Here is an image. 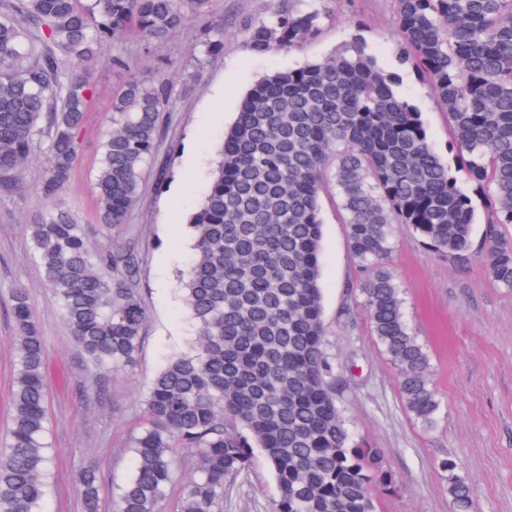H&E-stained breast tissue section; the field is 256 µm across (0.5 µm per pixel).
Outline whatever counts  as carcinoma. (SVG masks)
Segmentation results:
<instances>
[{
    "instance_id": "obj_1",
    "label": "carcinoma",
    "mask_w": 512,
    "mask_h": 512,
    "mask_svg": "<svg viewBox=\"0 0 512 512\" xmlns=\"http://www.w3.org/2000/svg\"><path fill=\"white\" fill-rule=\"evenodd\" d=\"M269 20L244 21L255 55L316 39L322 13L293 0ZM209 0H0V186L45 136L39 194L24 225L43 279L75 345L99 372L132 365L147 312L124 273L135 254L95 248L64 195L90 99L98 49L128 39L161 42L195 21L209 31ZM400 65L428 82L452 126V161L433 148L417 108L356 37L333 58L257 81L224 135L207 191L187 224L193 254L182 279L197 344L170 357L145 396L136 466L117 512H162L174 449L192 448L179 512H224V486L254 449L275 477L276 512H376L388 482L383 456L353 438L326 349L320 193L336 185L356 288L374 336L398 371L407 411L434 428L441 401L427 350L408 328L388 265L392 225L432 251L478 255L512 288V0H395ZM172 85L132 76L112 99V129L95 176L99 231L127 223L140 199ZM488 224L473 251L475 207ZM18 369L0 449V512H40L47 494L45 343L26 289H13ZM443 460L453 512H473L470 489ZM83 512H100L102 474L76 473Z\"/></svg>"
}]
</instances>
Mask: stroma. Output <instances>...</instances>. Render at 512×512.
Returning a JSON list of instances; mask_svg holds the SVG:
<instances>
[{
  "instance_id": "stroma-1",
  "label": "stroma",
  "mask_w": 512,
  "mask_h": 512,
  "mask_svg": "<svg viewBox=\"0 0 512 512\" xmlns=\"http://www.w3.org/2000/svg\"><path fill=\"white\" fill-rule=\"evenodd\" d=\"M279 4L210 0V17L224 26V53L212 59L204 55L195 23L163 42L122 44L117 50L133 64L130 72L112 67L117 51L112 45L98 51L79 156L65 193L82 224L95 221L100 144L112 126V98L129 73L146 79L165 72L177 86L194 82L166 114L143 168L139 203L112 232L139 258L136 289L147 322L133 365L96 377L43 281L23 230L41 203V157L33 156L14 173L23 195L0 189V443L10 423L17 370L11 291L20 286L28 292L46 347L51 486L41 512H82L74 474L88 461L96 462L103 476L100 512H114L119 490L133 472L132 441L143 424L148 388L167 357L189 351L195 338L180 285L192 253L186 219L209 184L214 149L255 81L325 60L361 36L382 67L400 73L401 94L420 112L437 153H448V118L432 87L401 68L396 57L394 0H296L300 9H324L320 36L298 50L252 54L241 20L269 18ZM321 215V287L336 388L356 441L382 450L392 478L376 497V512H451L437 469L444 458L458 463L476 512H512V289L495 283L477 257L435 255L407 227L394 226L389 264L408 323L428 349L431 383L442 402L436 427L423 430L399 397L396 369L354 290L356 263L334 193L322 195ZM276 499L273 476L258 452L248 473L226 484L224 512H274Z\"/></svg>"
}]
</instances>
